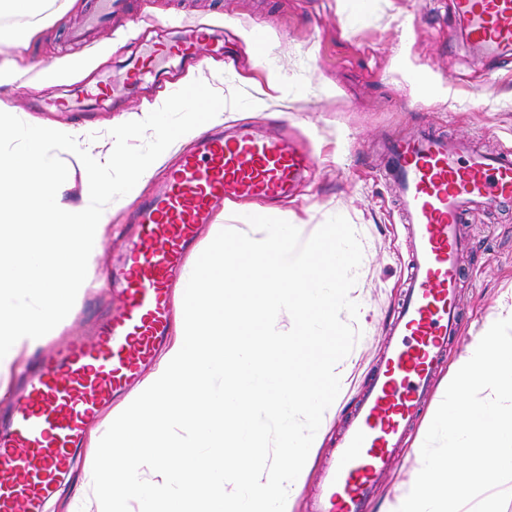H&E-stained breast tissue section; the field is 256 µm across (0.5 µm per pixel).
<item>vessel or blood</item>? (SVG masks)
I'll return each mask as SVG.
<instances>
[{
  "instance_id": "1",
  "label": "vessel or blood",
  "mask_w": 512,
  "mask_h": 512,
  "mask_svg": "<svg viewBox=\"0 0 512 512\" xmlns=\"http://www.w3.org/2000/svg\"><path fill=\"white\" fill-rule=\"evenodd\" d=\"M123 0H93L85 29L103 28ZM474 66L512 64V0H453ZM225 51L202 28L175 43L143 48L108 82L134 96L161 63ZM316 162L287 131L260 122L211 131L169 162L158 189L141 201L110 272L114 306L91 331L44 351L0 412V512H44L71 477L90 427L133 386L163 345L171 286L225 204L292 195ZM379 176L403 226V290L363 397L325 458L309 512H369L380 482L401 462L452 345L463 334L461 259L475 209L512 202V150L484 153L469 141L417 127L387 138Z\"/></svg>"
}]
</instances>
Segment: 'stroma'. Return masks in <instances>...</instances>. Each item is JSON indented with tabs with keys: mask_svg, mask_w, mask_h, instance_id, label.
<instances>
[{
	"mask_svg": "<svg viewBox=\"0 0 512 512\" xmlns=\"http://www.w3.org/2000/svg\"><path fill=\"white\" fill-rule=\"evenodd\" d=\"M87 7L88 0L70 7L53 0L39 13L23 17L21 26L31 37L16 85L0 88L1 111L26 122L73 127L99 151H108L109 131L117 119L169 96L168 86L154 85L119 106L108 97H86V90L105 82L126 59L132 40L150 44L170 39L179 24L232 33L238 41L233 61L206 55L194 68L174 71L173 80H200L225 96L244 90L254 108H225V124L259 117L287 121L317 156L299 196L283 205L289 222L308 237L340 214L358 235L363 259L350 295L365 306L367 316L348 355L351 370L336 411L323 417L318 446L294 502V512H307L321 461L334 447L387 340V321L406 272L403 229L366 150L383 134L418 123L476 139L485 148H512V70L489 73L471 66L466 49L449 52L448 0H132L123 27L104 31L82 47V55L95 62L91 71L43 84L42 68L69 56L65 36ZM257 28L266 34L259 48L251 42ZM421 78L432 82L434 93L421 95ZM469 226L475 244L465 260V343L452 350L451 363L438 379L426 410L430 417L466 343L512 290V209L474 212ZM113 242L112 233H105L80 300L44 337V345L84 330L88 305H110L112 293L104 281L115 254ZM95 453L91 447L83 454L71 486L54 498L49 512H79L92 501L89 476Z\"/></svg>",
	"mask_w": 512,
	"mask_h": 512,
	"instance_id": "obj_1",
	"label": "stroma"
}]
</instances>
